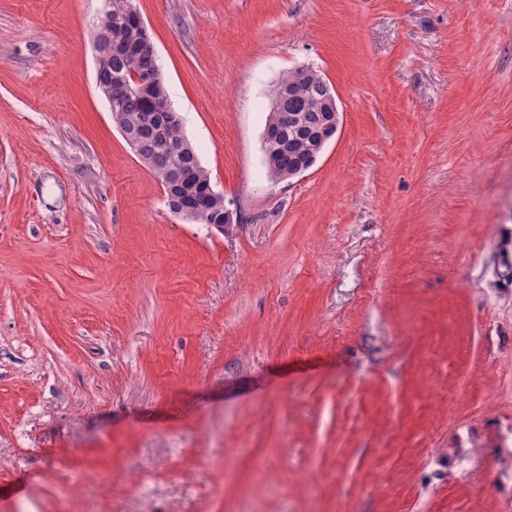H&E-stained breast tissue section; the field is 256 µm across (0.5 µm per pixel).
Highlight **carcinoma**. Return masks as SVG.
<instances>
[{"instance_id":"obj_1","label":"carcinoma","mask_w":512,"mask_h":512,"mask_svg":"<svg viewBox=\"0 0 512 512\" xmlns=\"http://www.w3.org/2000/svg\"><path fill=\"white\" fill-rule=\"evenodd\" d=\"M112 10V37L122 39L133 35L134 24L130 11V0H110ZM151 64V52L143 43H133L121 53L109 57L104 79L112 84V117L117 126L137 133L140 140L139 153L145 159L156 156L157 142L153 127L157 124L155 110L147 98L130 94L126 86L133 73ZM286 96L279 105V111L289 112L296 117L295 124L281 129L270 125L275 137L271 162L266 166L269 179L278 183L285 173H290L316 160L326 143L317 141L312 135L325 136L326 101L332 95L331 86L318 71L302 67L288 72L280 82ZM170 142L185 140L181 132L178 114H173L164 123ZM197 223L215 224L219 220L217 208L198 195Z\"/></svg>"}]
</instances>
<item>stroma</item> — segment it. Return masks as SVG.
<instances>
[{"mask_svg": "<svg viewBox=\"0 0 512 512\" xmlns=\"http://www.w3.org/2000/svg\"><path fill=\"white\" fill-rule=\"evenodd\" d=\"M133 4L233 222L114 123L104 0H0V512H512V0ZM313 67H302L288 72L279 84L286 91L279 109L275 114L276 124L288 129L270 125L275 137L271 162L266 166L269 179L278 183L285 173L298 169L293 178L308 169L300 168L307 162L316 161L317 155L328 141L320 142L310 135L316 134L325 139L326 101L332 94L331 86ZM288 112L296 117L295 124L288 126ZM330 122L326 127L333 128L330 137L338 130L340 118L336 104V113L329 112ZM300 168V169H299Z\"/></svg>", "mask_w": 512, "mask_h": 512, "instance_id": "stroma-1", "label": "stroma"}]
</instances>
